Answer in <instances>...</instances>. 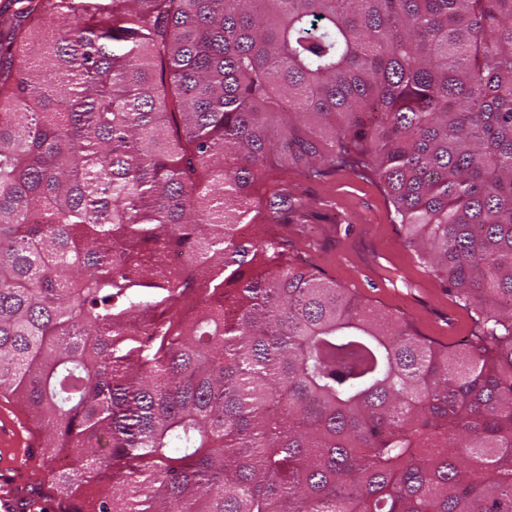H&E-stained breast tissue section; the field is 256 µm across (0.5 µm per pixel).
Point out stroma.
<instances>
[{
	"label": "stroma",
	"instance_id": "35a3bbf8",
	"mask_svg": "<svg viewBox=\"0 0 512 512\" xmlns=\"http://www.w3.org/2000/svg\"><path fill=\"white\" fill-rule=\"evenodd\" d=\"M280 186L302 200L293 222L286 225L272 221L265 209L272 189ZM257 205L262 209L254 219L258 233L283 237L289 259L309 260L365 306L392 313L418 335L442 345L470 336V317L405 246L375 177L339 171L314 181L291 169L275 174L262 188ZM41 442L42 431L28 410L1 396L0 481L13 478L16 457L40 454Z\"/></svg>",
	"mask_w": 512,
	"mask_h": 512
}]
</instances>
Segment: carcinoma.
Wrapping results in <instances>:
<instances>
[{"label":"carcinoma","mask_w":512,"mask_h":512,"mask_svg":"<svg viewBox=\"0 0 512 512\" xmlns=\"http://www.w3.org/2000/svg\"><path fill=\"white\" fill-rule=\"evenodd\" d=\"M111 2L0 8V394L67 512H512V0ZM292 168L376 177L473 335L245 234Z\"/></svg>","instance_id":"carcinoma-1"}]
</instances>
